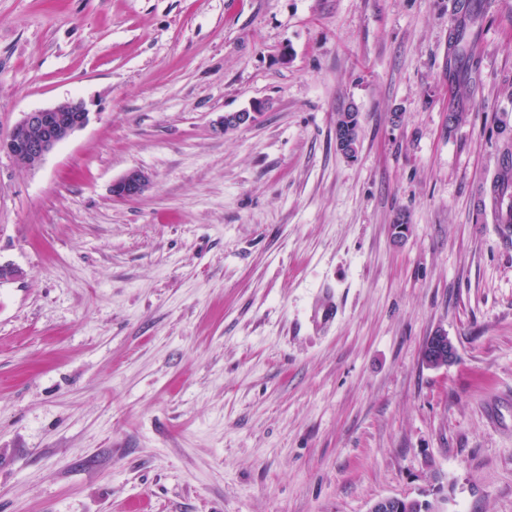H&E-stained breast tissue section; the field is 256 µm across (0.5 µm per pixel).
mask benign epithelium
Returning a JSON list of instances; mask_svg holds the SVG:
<instances>
[{"mask_svg": "<svg viewBox=\"0 0 512 512\" xmlns=\"http://www.w3.org/2000/svg\"><path fill=\"white\" fill-rule=\"evenodd\" d=\"M264 109L265 104L258 102L248 109L227 112L221 118V127L228 130L251 124ZM89 121L90 111L81 98L26 112L9 137L0 139V153L7 154L21 167L37 168L57 145L83 129ZM336 147L350 159L356 156L359 147V142L347 134L346 126L340 123L336 124ZM149 183L147 173L131 169L112 185V195L121 199L135 198L147 189ZM429 342L432 350L426 359L428 366L444 367L456 357V348L446 334L436 331L429 337Z\"/></svg>", "mask_w": 512, "mask_h": 512, "instance_id": "obj_1", "label": "benign epithelium"}]
</instances>
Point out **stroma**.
I'll return each mask as SVG.
<instances>
[{"label": "stroma", "instance_id": "1", "mask_svg": "<svg viewBox=\"0 0 512 512\" xmlns=\"http://www.w3.org/2000/svg\"><path fill=\"white\" fill-rule=\"evenodd\" d=\"M462 2L0 0V138L91 110L38 168L0 154V512H512V239L475 204L512 0H473L457 72ZM454 48V64L456 69L463 68L464 60L468 59L474 48V36L466 24L459 26L451 37ZM265 109L263 102L253 103L249 109L238 112H227L221 118L220 124L224 130L237 128L242 125L251 124L256 121L257 116ZM150 177L140 169L129 170L112 185V195L116 198L131 199L140 196L148 187ZM432 350L429 353L426 364L429 367L439 368L447 366L456 357V348L448 336L442 332H434L429 336Z\"/></svg>", "mask_w": 512, "mask_h": 512}]
</instances>
